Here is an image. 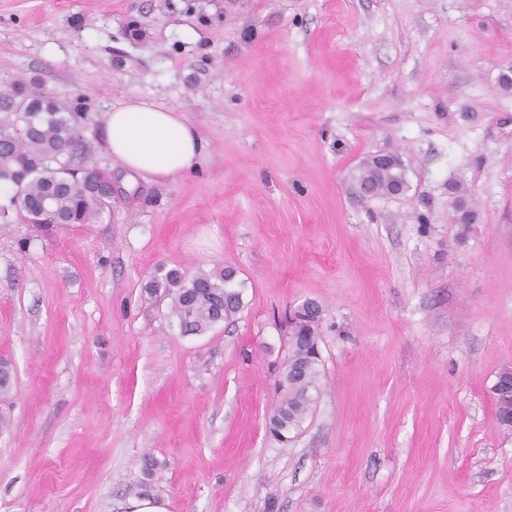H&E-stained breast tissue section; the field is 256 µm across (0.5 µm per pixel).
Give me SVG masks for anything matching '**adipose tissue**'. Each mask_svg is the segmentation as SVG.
Listing matches in <instances>:
<instances>
[{
    "mask_svg": "<svg viewBox=\"0 0 512 512\" xmlns=\"http://www.w3.org/2000/svg\"><path fill=\"white\" fill-rule=\"evenodd\" d=\"M106 148L122 169L165 182L197 170L206 152L197 128L181 113L145 101L103 114Z\"/></svg>",
    "mask_w": 512,
    "mask_h": 512,
    "instance_id": "adipose-tissue-1",
    "label": "adipose tissue"
}]
</instances>
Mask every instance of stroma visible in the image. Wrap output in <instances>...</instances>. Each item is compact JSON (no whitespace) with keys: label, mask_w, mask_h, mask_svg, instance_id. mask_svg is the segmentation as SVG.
<instances>
[{"label":"stroma","mask_w":512,"mask_h":512,"mask_svg":"<svg viewBox=\"0 0 512 512\" xmlns=\"http://www.w3.org/2000/svg\"><path fill=\"white\" fill-rule=\"evenodd\" d=\"M511 71L512 0H0V85L82 99L112 177L97 223L0 219V512H125L147 454L167 512H512ZM132 99L197 127L199 172L113 163ZM382 152L401 196L356 184ZM161 265L234 268L242 311L181 335ZM308 300L317 402L279 440Z\"/></svg>","instance_id":"stroma-1"}]
</instances>
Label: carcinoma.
<instances>
[{"mask_svg": "<svg viewBox=\"0 0 512 512\" xmlns=\"http://www.w3.org/2000/svg\"><path fill=\"white\" fill-rule=\"evenodd\" d=\"M0 112L17 119L0 122V181L15 186L0 217L13 211L27 224H94L112 206L107 172L93 157V150L80 138L84 119L82 104L69 106L38 89L37 80H16L0 91ZM82 155L78 179L65 178L64 158ZM357 180L376 194L392 181L407 187L405 167L397 160L391 170L362 163ZM236 271L224 268L199 272L188 278L178 268L157 269L146 286L149 295L162 293L169 299V316L183 336H201L221 322H232L243 308L242 292L236 288ZM317 316L300 322L290 336V354L276 382L278 401L269 418V431L277 437L299 429L315 406L321 358ZM498 423L512 428V393L492 394ZM157 461L143 458L145 480L130 485L127 497L150 495Z\"/></svg>", "mask_w": 512, "mask_h": 512, "instance_id": "obj_1", "label": "carcinoma"}]
</instances>
